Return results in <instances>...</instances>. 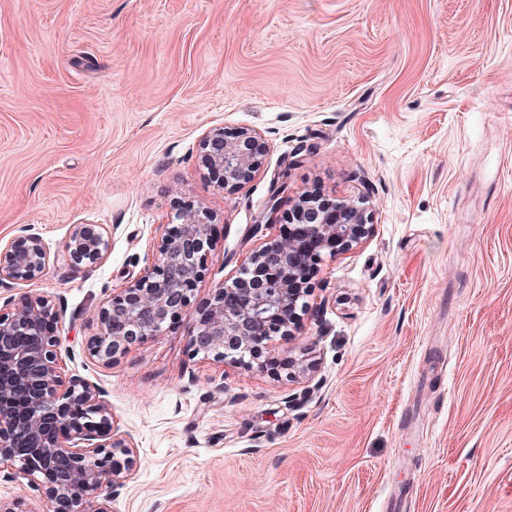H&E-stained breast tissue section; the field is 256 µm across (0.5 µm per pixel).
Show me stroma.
Instances as JSON below:
<instances>
[{
    "label": "stroma",
    "instance_id": "stroma-1",
    "mask_svg": "<svg viewBox=\"0 0 512 512\" xmlns=\"http://www.w3.org/2000/svg\"><path fill=\"white\" fill-rule=\"evenodd\" d=\"M258 130L234 191L205 130ZM368 192L373 238L325 259L281 359L318 383L191 356L192 317L106 365L98 311L172 207L217 216L193 307L266 239L270 198ZM109 241L73 266V225ZM42 238L62 373L96 383L137 467L111 512H512V0H0V239ZM52 512L27 476L0 497ZM276 370L281 377V371L285 372L286 379L290 381L311 380L317 372V365L309 358L289 359L278 364Z\"/></svg>",
    "mask_w": 512,
    "mask_h": 512
}]
</instances>
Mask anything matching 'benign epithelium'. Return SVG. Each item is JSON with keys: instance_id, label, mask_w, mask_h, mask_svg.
<instances>
[{"instance_id": "7a95c632", "label": "benign epithelium", "mask_w": 512, "mask_h": 512, "mask_svg": "<svg viewBox=\"0 0 512 512\" xmlns=\"http://www.w3.org/2000/svg\"><path fill=\"white\" fill-rule=\"evenodd\" d=\"M199 147L208 173L228 190L254 177L267 155L261 134L245 127L232 136L214 127ZM216 221L201 205L174 206L155 261L103 303L100 332L87 346L92 359L110 364L131 344L178 326L207 270ZM258 224H287L293 231L253 250L196 310L189 350L263 371L269 342L293 336L309 309L311 289L301 271L369 240L375 216L363 195L331 199L305 191L285 212L271 204ZM66 249L73 264L92 269L105 259L108 240L93 225L76 224ZM46 260L35 234L0 243V284L34 280ZM56 318L55 306L40 296L0 306V466L29 476L59 512H110L111 492L135 469L134 446L96 385L63 377ZM276 370L290 381L310 380L317 365L288 359Z\"/></svg>"}]
</instances>
